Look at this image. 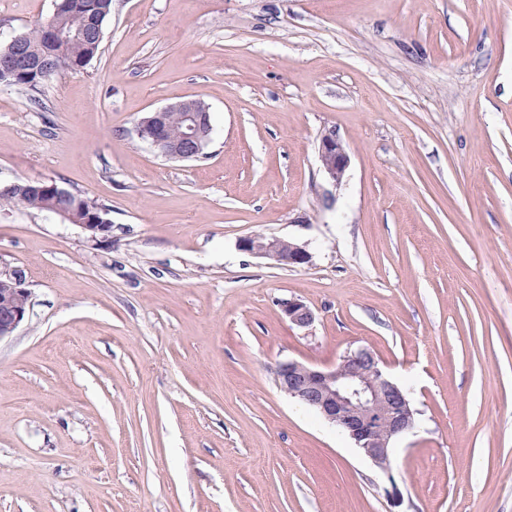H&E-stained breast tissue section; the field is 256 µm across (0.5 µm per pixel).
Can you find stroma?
Instances as JSON below:
<instances>
[{"mask_svg": "<svg viewBox=\"0 0 512 512\" xmlns=\"http://www.w3.org/2000/svg\"><path fill=\"white\" fill-rule=\"evenodd\" d=\"M52 8L0 0V40ZM187 97L202 157L136 138ZM15 180L103 205L112 242L0 212L31 291L0 341V512H512V0H112L87 66L0 86ZM257 230L310 263L240 250ZM359 346L417 411L386 475L274 381ZM318 154L326 177L333 185H339L349 167L350 158L336 133L328 132L321 136ZM283 317L292 325L305 329L313 325L316 320L315 312L301 299L292 298L281 304Z\"/></svg>", "mask_w": 512, "mask_h": 512, "instance_id": "35a3bbf8", "label": "stroma"}]
</instances>
